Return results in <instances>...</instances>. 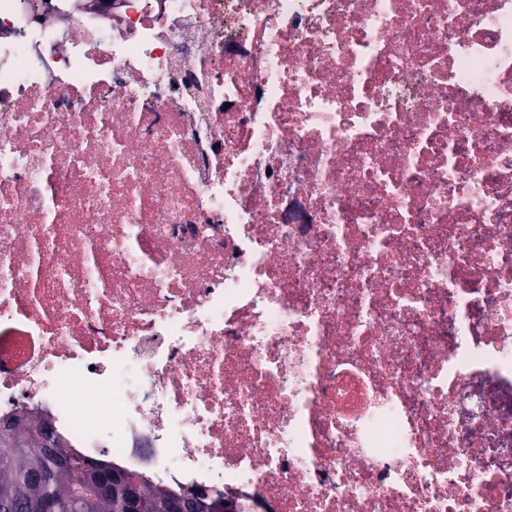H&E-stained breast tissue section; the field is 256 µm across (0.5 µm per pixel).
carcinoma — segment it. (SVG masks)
I'll use <instances>...</instances> for the list:
<instances>
[{"label":"carcinoma","mask_w":512,"mask_h":512,"mask_svg":"<svg viewBox=\"0 0 512 512\" xmlns=\"http://www.w3.org/2000/svg\"><path fill=\"white\" fill-rule=\"evenodd\" d=\"M71 462H61L59 455L46 448H29L24 439L14 443L0 442V512H8L4 500L31 504L30 512H48L45 504H71L68 512H124L127 489H140L145 512H162L164 496L177 493L167 486H152L134 474L112 468L121 480L111 495L100 501L91 500L92 493L79 479L87 458L69 453Z\"/></svg>","instance_id":"cac0c4a2"}]
</instances>
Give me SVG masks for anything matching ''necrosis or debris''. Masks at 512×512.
Masks as SVG:
<instances>
[{"label": "necrosis or debris", "instance_id": "necrosis-or-debris-1", "mask_svg": "<svg viewBox=\"0 0 512 512\" xmlns=\"http://www.w3.org/2000/svg\"><path fill=\"white\" fill-rule=\"evenodd\" d=\"M512 0H0V421L249 512H512Z\"/></svg>", "mask_w": 512, "mask_h": 512}]
</instances>
